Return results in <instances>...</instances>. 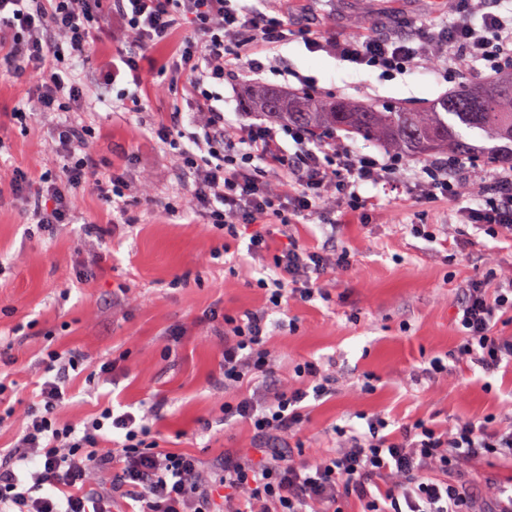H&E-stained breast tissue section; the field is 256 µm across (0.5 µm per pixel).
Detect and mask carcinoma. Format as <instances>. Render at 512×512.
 Returning a JSON list of instances; mask_svg holds the SVG:
<instances>
[{
  "mask_svg": "<svg viewBox=\"0 0 512 512\" xmlns=\"http://www.w3.org/2000/svg\"><path fill=\"white\" fill-rule=\"evenodd\" d=\"M254 99L266 109L275 102L272 113L316 133L340 128L417 156L471 153L512 164V74L493 84L464 82L437 105L406 111L288 90L265 89Z\"/></svg>",
  "mask_w": 512,
  "mask_h": 512,
  "instance_id": "obj_1",
  "label": "carcinoma"
}]
</instances>
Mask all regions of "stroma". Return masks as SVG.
<instances>
[{
	"mask_svg": "<svg viewBox=\"0 0 512 512\" xmlns=\"http://www.w3.org/2000/svg\"><path fill=\"white\" fill-rule=\"evenodd\" d=\"M258 8L296 25L312 24L326 36L380 34L396 18L406 20L410 35L450 16L448 0H260ZM125 46L120 28L102 29L81 69L87 94L78 115L93 127L103 165L124 170L134 224L114 226L101 240L85 237L84 223L112 221L110 208L87 191L77 199L76 223L44 237L30 230L25 203L0 185V333L20 335L13 371L24 393L36 378L46 335L60 337L93 364L124 357L127 371L95 383L77 375L60 420H82L108 403L136 409L158 404L163 411L154 428L165 446L194 451L211 467L253 448L255 436L248 421H227L220 412L234 396L224 391V345L205 315L214 307L228 316L265 307L268 293L256 281L267 260L248 253L247 239L210 235L179 212L187 195L182 160L148 131L149 122L174 112L182 124L194 119L160 72L171 64V51H142L140 84L123 75L99 96L101 67ZM259 58L275 65L260 75L259 85L285 87L283 70H296L312 78L314 96L424 105L451 88L440 72L383 78L298 41ZM133 91L145 113L113 115V106ZM31 94L28 79L0 74V138L6 145L0 158L42 173L55 169L59 154L51 135L54 116L13 117ZM488 172L472 163L463 197L427 206L412 184L397 190L365 184L359 193L371 201L367 215L349 214L344 224L315 216L298 225L301 241L347 247L352 264L326 275L329 301L290 302L267 325L277 384H296L298 366L310 359L334 381L333 396L308 402L307 421L290 440L297 459L327 457L345 430L366 431L375 414L391 433L418 422L444 430L462 414L491 430L512 424V367L488 376L451 358L462 342L457 302L465 282L490 269L512 272V235L471 226L461 251L449 233L460 209L480 203ZM419 222L425 225L421 234L413 229ZM177 276L186 286H174ZM205 421L211 430H202ZM458 472L476 512H491L496 490L512 483V462L496 453L462 463Z\"/></svg>",
	"mask_w": 512,
	"mask_h": 512,
	"instance_id": "stroma-1",
	"label": "stroma"
}]
</instances>
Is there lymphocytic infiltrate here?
<instances>
[{
	"mask_svg": "<svg viewBox=\"0 0 512 512\" xmlns=\"http://www.w3.org/2000/svg\"><path fill=\"white\" fill-rule=\"evenodd\" d=\"M452 11L448 25L417 37L387 32L328 38L238 0H0V65L32 81L31 111L57 115L54 138L60 147L55 171L36 175L0 163V181L26 200L43 234L74 223L76 196L87 188L111 207L113 223H127L124 173L102 169L90 128L76 119L85 83L65 58L87 57L99 23L112 17L151 49L166 44L176 29L191 28L175 69L185 76V95L198 117L187 128L154 122L150 131L183 157L187 214L227 240L249 233V252L269 255L257 285L268 291L271 306L311 302L323 297L322 279L330 269L349 266L350 252L307 247L292 235V226L331 199L353 212L364 209L360 186L395 183L402 158L360 155L339 136H314L265 119L226 134L219 95L209 86L223 83L235 67L259 72L257 52L287 41L331 51L386 77L459 58L480 65L488 78L512 69V14L475 10L473 0H455ZM229 36L235 47H227ZM63 43L68 53H61ZM287 137L295 152L284 147ZM465 166L456 157L423 162L417 173L422 202L460 196L465 181L457 172ZM483 195V206L461 211L463 223L512 233L511 165L490 171ZM459 310L464 336L457 360L488 375L501 364L512 365V336L495 329L498 314H512V276L495 288L484 276L471 278ZM267 316L264 310L208 314L224 334V387L238 394L222 412L248 420L259 439L257 448L211 470L194 452L164 448L146 415L118 414L107 406L75 424L60 421L57 413L71 396L70 375L84 359L54 339L42 348L36 393L17 397L8 374L12 344L0 340V428L17 429L13 446L0 449V512H112L117 498L134 501L137 512H336L337 500L347 496L365 502V512H468L467 493L451 477L458 460L495 450L512 456V426L492 432L461 417L441 432L416 423L394 434L375 417L367 432H352L340 453L296 463L285 441L301 430L304 401L330 395L333 386L322 365L310 360L298 369L301 385L280 388L260 402L243 394L244 386L268 373Z\"/></svg>",
	"mask_w": 512,
	"mask_h": 512,
	"instance_id": "obj_1",
	"label": "lymphocytic infiltrate"
}]
</instances>
